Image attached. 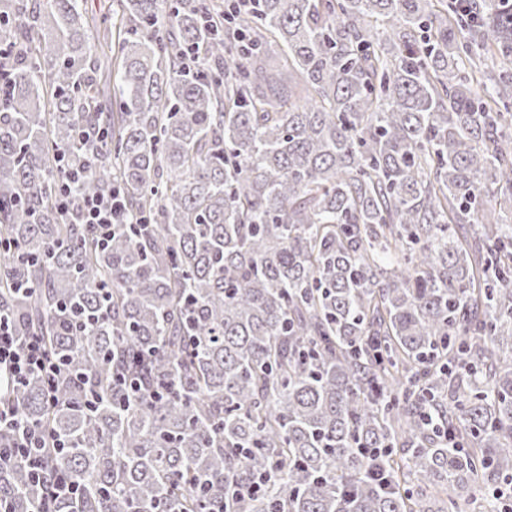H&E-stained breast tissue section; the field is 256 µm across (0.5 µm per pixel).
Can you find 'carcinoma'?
<instances>
[{
	"label": "carcinoma",
	"mask_w": 512,
	"mask_h": 512,
	"mask_svg": "<svg viewBox=\"0 0 512 512\" xmlns=\"http://www.w3.org/2000/svg\"><path fill=\"white\" fill-rule=\"evenodd\" d=\"M0 48V317L59 370L0 402L79 486L55 512H498L509 0H0ZM115 196L108 199L87 198L83 204V223L96 224L99 227L100 243L107 246L112 233V224L120 214Z\"/></svg>",
	"instance_id": "obj_1"
}]
</instances>
